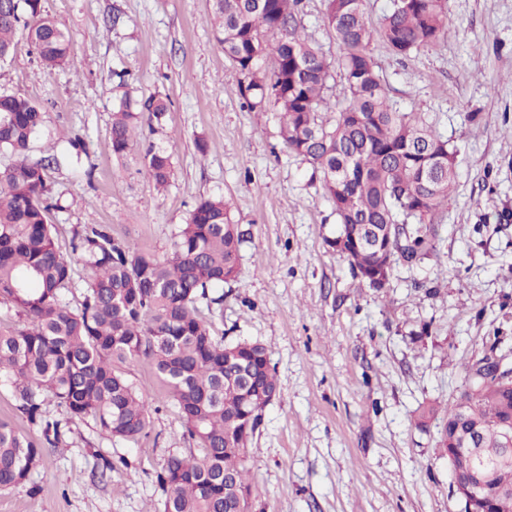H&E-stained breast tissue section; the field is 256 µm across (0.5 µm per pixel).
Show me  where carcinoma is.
Here are the masks:
<instances>
[{
  "mask_svg": "<svg viewBox=\"0 0 512 512\" xmlns=\"http://www.w3.org/2000/svg\"><path fill=\"white\" fill-rule=\"evenodd\" d=\"M300 3L213 0L216 38L243 75L238 92L247 107L273 101L285 146L321 174L338 221L328 245L379 288L369 276L375 267L386 265L390 276L399 262L435 251L433 218L448 205L457 150L434 124L391 102L369 46L380 38L407 57L436 45L448 0H392L377 28L366 19L365 0H326L323 22L336 37L335 63L306 37ZM22 38L45 68L67 64L70 36L42 13L41 0H0V54L13 55ZM268 56L273 67L266 72L261 62ZM336 68L346 84L339 107L328 96ZM166 112L159 97L125 95L112 113L113 154L131 155L140 119L159 123ZM42 122L33 100L0 94V153L15 157L0 168V301L27 321L20 331L0 332V384L50 446L62 442L67 426L47 413L50 399L108 437L136 443L149 433L151 408L124 366L151 359L195 444L186 454L169 453L154 472L160 512H237L239 497L253 494L249 445L278 386L263 344L212 333V306L223 302L212 291L239 273L242 238L230 206L221 195L200 199L163 257L117 242L96 224L75 231L67 255L49 224L58 200L47 172L59 159L26 156ZM144 169L156 189L169 186L172 161L164 150L149 146ZM75 254L89 275L74 308L65 290ZM467 381L445 413L436 447L451 458L456 432L477 426L475 465L490 474L483 508L493 512L512 492V462H501L499 431L512 417V378L478 358ZM42 457L33 438L0 420V490L26 485L37 493L32 475Z\"/></svg>",
  "mask_w": 512,
  "mask_h": 512,
  "instance_id": "obj_1",
  "label": "carcinoma"
}]
</instances>
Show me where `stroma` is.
Returning a JSON list of instances; mask_svg holds the SVG:
<instances>
[{
    "label": "stroma",
    "mask_w": 512,
    "mask_h": 512,
    "mask_svg": "<svg viewBox=\"0 0 512 512\" xmlns=\"http://www.w3.org/2000/svg\"><path fill=\"white\" fill-rule=\"evenodd\" d=\"M71 36L65 67L37 63L26 41L0 64V92L37 101L44 123L27 155H61L50 173L63 210L57 242L103 225L113 239L158 256L201 198L221 195L243 234L239 274L225 284L213 332L261 342L279 392L249 450V512H463L436 426L423 404L446 407L465 367L488 348L512 367V0H448L447 33L407 57L379 40L373 55L390 97L435 123L457 149L456 189L436 214L437 251L398 265L383 287L355 277L327 246L336 216L312 167L283 145L279 111L244 106L240 74L210 22L212 0H41ZM325 0H302L309 39L339 54ZM131 73L135 98L170 101L161 130L142 124L139 149H165L166 192L139 156L112 153V114ZM88 154L69 160V137ZM205 152H198L197 142ZM157 411L151 434L117 442L73 419L43 450L37 494L0 491V512H155L153 474L186 451L176 407L148 358L126 367ZM115 462L101 469L102 458Z\"/></svg>",
    "instance_id": "obj_1"
}]
</instances>
